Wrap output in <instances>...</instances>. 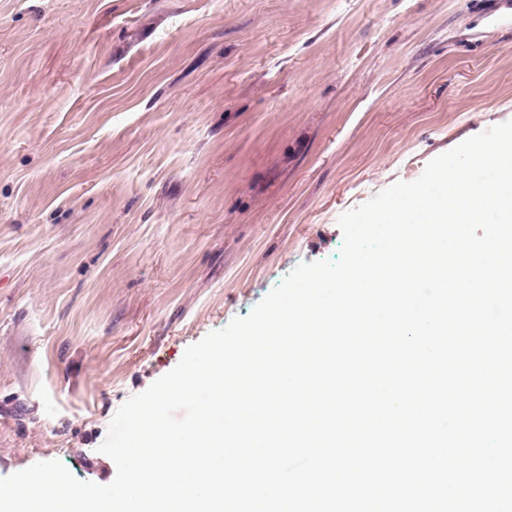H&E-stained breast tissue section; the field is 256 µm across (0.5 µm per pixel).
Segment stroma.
<instances>
[{
  "mask_svg": "<svg viewBox=\"0 0 512 512\" xmlns=\"http://www.w3.org/2000/svg\"><path fill=\"white\" fill-rule=\"evenodd\" d=\"M512 120V0H0V477L118 409L340 215Z\"/></svg>",
  "mask_w": 512,
  "mask_h": 512,
  "instance_id": "obj_1",
  "label": "stroma"
}]
</instances>
